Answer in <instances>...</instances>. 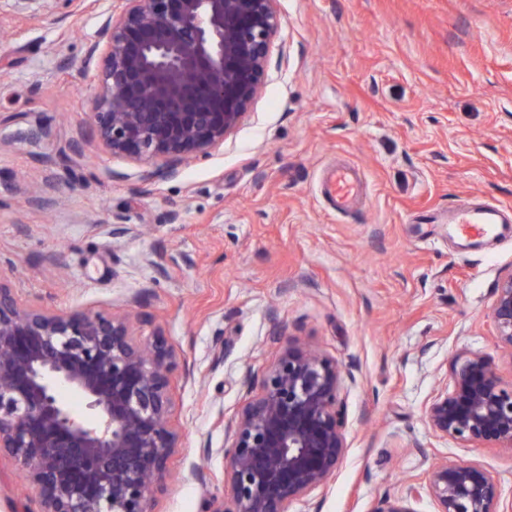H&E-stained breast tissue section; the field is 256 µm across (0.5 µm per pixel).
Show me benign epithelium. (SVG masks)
Masks as SVG:
<instances>
[{"instance_id":"benign-epithelium-1","label":"benign epithelium","mask_w":512,"mask_h":512,"mask_svg":"<svg viewBox=\"0 0 512 512\" xmlns=\"http://www.w3.org/2000/svg\"><path fill=\"white\" fill-rule=\"evenodd\" d=\"M64 23L85 0H60ZM275 0H112L85 64L100 67L94 134L111 155L150 162L143 182L180 176L190 160L224 143L247 114L279 27ZM491 318L512 352V270L495 288ZM164 335L138 333L121 312L49 310L20 301L0 275V457L13 460L37 512H153L178 447ZM450 385L422 410L440 439L512 448V387L479 352L450 362ZM343 367L312 346L287 341L226 422L218 471L196 469L207 488L201 512H289L325 487L346 451L338 402ZM68 392L85 402L74 414ZM423 477L373 512H501L495 478L474 463L423 455Z\"/></svg>"}]
</instances>
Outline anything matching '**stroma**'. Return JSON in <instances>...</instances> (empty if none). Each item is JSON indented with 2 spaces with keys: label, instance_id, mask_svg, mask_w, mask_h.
I'll use <instances>...</instances> for the list:
<instances>
[{
  "label": "stroma",
  "instance_id": "35a3bbf8",
  "mask_svg": "<svg viewBox=\"0 0 512 512\" xmlns=\"http://www.w3.org/2000/svg\"><path fill=\"white\" fill-rule=\"evenodd\" d=\"M274 8L245 118L147 195L146 164L91 132L98 77L84 53L98 10L63 28L0 0V273L27 304L149 315L140 332L177 352L182 442L154 512H200L191 473L221 467L203 454L223 440L213 418L234 416L243 376L260 378L287 337L342 365L347 422L335 477L290 512H372L420 477L425 453L482 465L510 507L512 449L436 438L421 412L461 351L489 356L512 385L491 321L512 232L465 248L443 223L462 202L512 213V0ZM339 166L361 184L346 214L321 188Z\"/></svg>",
  "mask_w": 512,
  "mask_h": 512
}]
</instances>
